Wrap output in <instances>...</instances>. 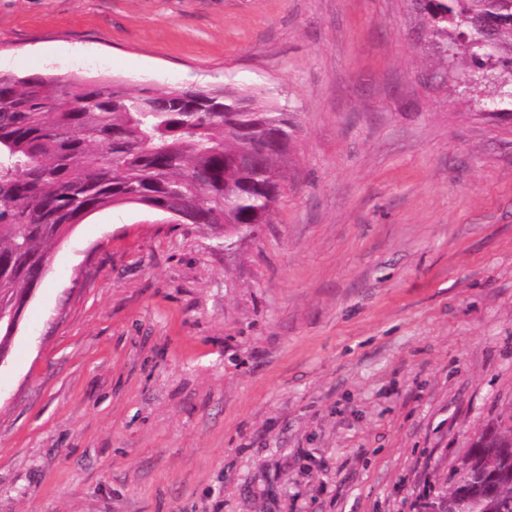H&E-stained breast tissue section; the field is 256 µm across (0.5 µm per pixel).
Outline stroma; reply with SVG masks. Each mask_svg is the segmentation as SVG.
Returning <instances> with one entry per match:
<instances>
[{
  "label": "stroma",
  "instance_id": "35a3bbf8",
  "mask_svg": "<svg viewBox=\"0 0 512 512\" xmlns=\"http://www.w3.org/2000/svg\"><path fill=\"white\" fill-rule=\"evenodd\" d=\"M415 0H0V72L263 89L273 221L99 210L0 365V512H424L512 416V70ZM288 167V152L282 155H259L258 163L251 172V180L260 184L284 183Z\"/></svg>",
  "mask_w": 512,
  "mask_h": 512
}]
</instances>
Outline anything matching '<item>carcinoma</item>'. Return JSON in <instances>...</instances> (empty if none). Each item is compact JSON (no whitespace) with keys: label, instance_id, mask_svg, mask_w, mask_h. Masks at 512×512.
<instances>
[{"label":"carcinoma","instance_id":"cac0c4a2","mask_svg":"<svg viewBox=\"0 0 512 512\" xmlns=\"http://www.w3.org/2000/svg\"><path fill=\"white\" fill-rule=\"evenodd\" d=\"M435 34L462 30L488 52L476 26L492 19L495 39L512 47V0H424ZM279 121L292 137L288 113L263 92L239 88L135 93L108 79L0 73V344L43 279L50 250L88 215L138 195L181 211L192 206L202 224L224 227V244L271 222L276 200L245 191L244 176L225 159L244 143L258 145ZM288 154L259 155L251 180L284 182ZM230 204L224 208V204ZM433 512H512V423L482 433Z\"/></svg>","mask_w":512,"mask_h":512}]
</instances>
